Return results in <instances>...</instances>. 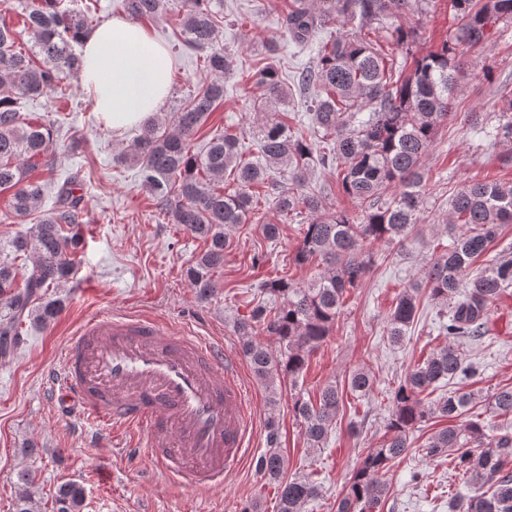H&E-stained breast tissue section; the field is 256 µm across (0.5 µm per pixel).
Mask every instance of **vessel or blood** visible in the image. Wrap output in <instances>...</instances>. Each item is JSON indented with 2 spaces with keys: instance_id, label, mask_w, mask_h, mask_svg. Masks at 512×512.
<instances>
[{
  "instance_id": "1",
  "label": "vessel or blood",
  "mask_w": 512,
  "mask_h": 512,
  "mask_svg": "<svg viewBox=\"0 0 512 512\" xmlns=\"http://www.w3.org/2000/svg\"><path fill=\"white\" fill-rule=\"evenodd\" d=\"M47 381L58 406L146 449L169 481L210 490L247 458L239 364L193 327L143 314L89 318Z\"/></svg>"
}]
</instances>
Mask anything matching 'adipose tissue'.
I'll list each match as a JSON object with an SVG mask.
<instances>
[{
    "mask_svg": "<svg viewBox=\"0 0 512 512\" xmlns=\"http://www.w3.org/2000/svg\"><path fill=\"white\" fill-rule=\"evenodd\" d=\"M118 50L120 63L111 87L98 78L96 64L110 50ZM85 65L79 80L95 95V110L104 125L121 130L142 124L158 112L169 93L167 71L149 64V57H166L165 47L142 25L115 17L91 30L83 39Z\"/></svg>",
    "mask_w": 512,
    "mask_h": 512,
    "instance_id": "1",
    "label": "adipose tissue"
}]
</instances>
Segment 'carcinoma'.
I'll return each instance as SVG.
<instances>
[{
  "instance_id": "cac0c4a2",
  "label": "carcinoma",
  "mask_w": 512,
  "mask_h": 512,
  "mask_svg": "<svg viewBox=\"0 0 512 512\" xmlns=\"http://www.w3.org/2000/svg\"><path fill=\"white\" fill-rule=\"evenodd\" d=\"M172 0H121L131 19L154 20L170 10ZM412 0H292L281 38L308 43L331 23L353 24L357 34L336 33L322 43L316 62L299 72V91L312 93L309 123L298 130L275 118L254 132L263 161L243 159L245 136L224 133L212 137L201 152L193 138L224 100V73L233 60L218 43L222 17L213 0L176 3V37L183 46L202 54L209 78L179 112L155 117L124 148L123 160L139 169V178L157 199L170 224H179L203 241L205 250L186 270L197 297L215 291L213 276L224 267V250L231 231L252 223L259 189L280 186L274 206L282 215L299 208L310 213L294 255L302 266L316 262L322 270L311 284L301 286L273 279L262 291L275 298V307L259 304L236 323L242 352L255 377L276 404L278 384L297 385L308 355L329 338L345 295L360 287L371 258L364 246L381 240H404L421 222L429 173L424 159L436 133L448 123L454 93L473 50L491 35L512 26V0H449L455 27L437 49L398 67L372 39V23L411 7ZM97 0L69 7L65 0H21V24L30 47L18 42V31L0 24V193L8 195V210L0 216L31 224L28 232L8 243L13 257L0 258V358L22 342L21 326L54 321L58 301L44 300L48 288L70 279L81 238L68 232L82 223L81 197L75 194L78 175L53 183V205L45 207V184L29 179L38 167L54 171L59 165L58 134L66 117L34 122L23 114L24 103L62 93L70 74L83 67L77 52L81 37L94 26ZM254 93L248 99L255 112H278L293 98L292 89L278 78L273 65L247 74ZM497 123L490 126L481 113L469 112V127L499 143L512 144V89L501 92ZM336 169L342 193L356 203L350 212L326 203L323 191L311 185L316 166ZM448 223L458 228L446 251L424 268L421 284L428 298L446 309L439 321L448 344L410 369L392 393L387 428L389 437L370 448L346 479L336 498V512H376L389 488L383 476L390 464L408 453L409 434L429 417L463 416L476 400L471 391L457 389L433 403L422 394L437 384L473 378L479 365L460 345L487 333L488 306L512 287V257H493L482 267L506 224H512V182L474 181L449 202ZM32 258L31 269L17 281L16 258ZM419 308L417 289L398 298L388 316L387 336L397 344L413 325ZM276 337L278 351L253 339L255 326ZM374 379L356 369L348 379L351 393L372 392ZM497 416L512 415V387L482 398ZM343 392L331 383L316 402L298 397L293 410L306 445L324 447L336 427ZM272 448L261 457L259 472L276 484L278 512H304L319 494L308 476L286 481L282 455L273 448L277 428L268 421ZM429 457L451 456L454 470L473 490L458 497V512H512V435L492 436L478 420L448 425L428 438ZM34 475L18 472L19 491L13 512H38L30 487ZM85 489L64 482L55 492L57 512H82Z\"/></svg>"
}]
</instances>
